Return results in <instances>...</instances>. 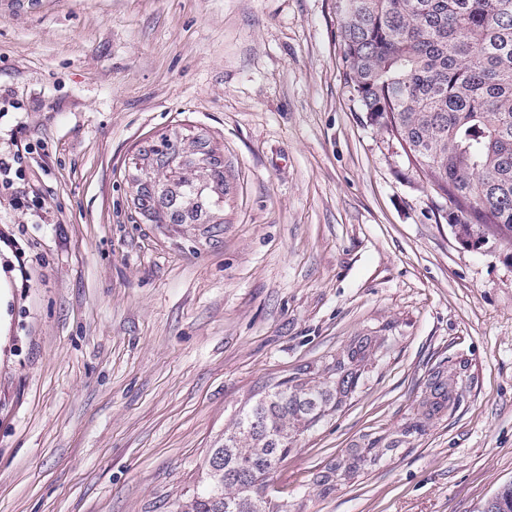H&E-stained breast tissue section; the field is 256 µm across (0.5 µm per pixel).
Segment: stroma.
Returning a JSON list of instances; mask_svg holds the SVG:
<instances>
[{"instance_id": "35a3bbf8", "label": "stroma", "mask_w": 512, "mask_h": 512, "mask_svg": "<svg viewBox=\"0 0 512 512\" xmlns=\"http://www.w3.org/2000/svg\"><path fill=\"white\" fill-rule=\"evenodd\" d=\"M341 24L338 0H0V151L39 164L0 187V512H174L250 398L356 336L381 358L275 476L288 512H482L512 483V253L461 245L360 111ZM175 131L224 158L220 223L133 219L132 159ZM441 362L459 405L400 442Z\"/></svg>"}]
</instances>
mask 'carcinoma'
Masks as SVG:
<instances>
[{"mask_svg": "<svg viewBox=\"0 0 512 512\" xmlns=\"http://www.w3.org/2000/svg\"><path fill=\"white\" fill-rule=\"evenodd\" d=\"M344 80L371 124L404 142L409 164L448 201V223L475 247L492 238L512 249V0H340ZM148 148L152 223L192 224L224 205V164L190 168L195 141L172 138ZM378 346L357 336L333 359L329 376L306 366L268 386L224 428V444L205 460L202 484L176 512H288L271 489L301 436L338 411L364 384ZM452 372L438 365L426 380L404 438L456 408ZM377 438L336 470L348 476L379 447ZM485 512H512V484Z\"/></svg>", "mask_w": 512, "mask_h": 512, "instance_id": "cac0c4a2", "label": "carcinoma"}]
</instances>
